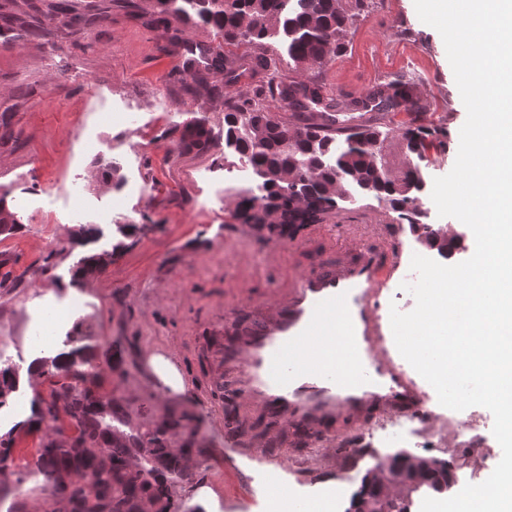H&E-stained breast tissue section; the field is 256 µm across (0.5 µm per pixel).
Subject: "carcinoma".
Here are the masks:
<instances>
[{"instance_id": "cac0c4a2", "label": "carcinoma", "mask_w": 512, "mask_h": 512, "mask_svg": "<svg viewBox=\"0 0 512 512\" xmlns=\"http://www.w3.org/2000/svg\"><path fill=\"white\" fill-rule=\"evenodd\" d=\"M148 24L166 32L184 51L181 68L172 75L173 95L224 101V144L245 161L261 179V193L239 197L230 210L236 221L251 225L258 233L282 237L307 224H320L336 209L338 194L355 187L398 214L414 230L422 223L424 211L420 193L425 181L419 166H407L396 175L388 170L383 154L387 134L377 125H349L340 118L344 112H393L413 101L414 82L395 75L361 98L325 101L322 86L303 81L304 71L324 65L345 50L348 28L365 7V0H151ZM137 16V0H0V39L16 43L37 38L54 45L64 35L71 45L84 51L83 42L100 23L112 18V10ZM211 29L214 42L186 43L172 28V21ZM282 38L296 76L285 81L280 55L273 40ZM245 48L238 57L251 70L265 74V80L247 92L232 91L237 74L234 50ZM224 74V85L212 81ZM32 93L27 85L16 87V103H0V143L12 138L11 111ZM278 102L288 104L291 115L277 117L272 109ZM179 133L178 154H205L217 140L204 117H193L174 127ZM442 131L424 124L410 125L399 140L406 153L422 157L432 144L445 150L450 142L440 139ZM101 178L121 180L120 165L99 160ZM294 177L298 190L288 194L285 179ZM0 235L18 232L23 224L17 214L0 208ZM145 230L143 224H120V239L111 253L117 254ZM419 243L446 256L461 248V239L444 240L438 231L418 238ZM104 254L85 252L72 267L73 281L98 273ZM83 337L69 334L65 352L40 359V373L47 383L34 392L31 416L0 434V475L17 472L15 434L51 429L43 437L38 454L28 471L43 478L46 493L44 512H184L178 490L194 483L196 472L189 464L205 458L195 416L173 408L158 419L133 424L130 400L122 388L130 376L124 359L112 367L117 379L111 390L102 392V379ZM19 366L0 362V408L20 392ZM277 429V422L263 415L234 420L232 432L240 437H265ZM386 470L366 472L360 490L346 512H400L390 493L391 486L404 484L422 496H441V482L454 478L437 467L430 457L403 458L393 453ZM13 502L7 512H26L19 488L0 487V502Z\"/></svg>"}]
</instances>
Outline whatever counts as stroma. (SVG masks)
Here are the masks:
<instances>
[{"label":"stroma","mask_w":512,"mask_h":512,"mask_svg":"<svg viewBox=\"0 0 512 512\" xmlns=\"http://www.w3.org/2000/svg\"><path fill=\"white\" fill-rule=\"evenodd\" d=\"M365 11L348 30L342 55L308 75L333 97H356L391 76L405 73L418 83L421 110L376 115L388 130L385 152L393 167L407 163L398 136L412 118L450 132L459 141L466 109L439 32L423 23L414 0H366ZM93 47L81 51L69 40L56 45L31 38L0 44V102L10 101L18 84L32 87L12 118L14 139L0 145V195L23 227L0 238V338L15 363L27 365L40 330L36 304L47 295L82 302L79 330L102 375H109L122 344L136 342L138 371L125 395L133 423L179 407L197 414L208 450L199 468V486L216 495L217 512H268L272 484L315 495L333 479L316 473L294 448L274 461L250 462L242 477L226 476L214 449L224 445V427L200 401L218 369L216 349L225 337L230 288L251 284L269 290L291 273L328 258L313 242L297 255L266 261L269 241L231 219L228 205L211 202L224 187V174L236 171L223 147L202 156L175 154L176 124L206 117L215 133L224 131L222 103L172 98L170 72L181 58L163 30L121 13L94 29ZM135 113L133 123L111 120L112 113ZM115 159L125 180L143 183L145 194L123 191L97 176V160ZM383 219L403 249L402 267L413 256L410 232L396 213L375 198L359 194L328 218L335 234L344 225ZM144 224L148 230L113 257L106 269L82 284H71L78 251L72 241L82 226L100 231L90 250L111 249L118 225ZM161 355L185 382L175 394L153 374L148 360Z\"/></svg>","instance_id":"1"}]
</instances>
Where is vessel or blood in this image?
<instances>
[{
	"label": "vessel or blood",
	"instance_id": "vessel-or-blood-1",
	"mask_svg": "<svg viewBox=\"0 0 512 512\" xmlns=\"http://www.w3.org/2000/svg\"><path fill=\"white\" fill-rule=\"evenodd\" d=\"M333 262L297 272L254 297L238 290L213 378L239 415L256 411L311 435L314 460L336 453L338 419L362 426L393 417L430 425V394L395 347L384 287L401 253L382 224H349Z\"/></svg>",
	"mask_w": 512,
	"mask_h": 512
}]
</instances>
